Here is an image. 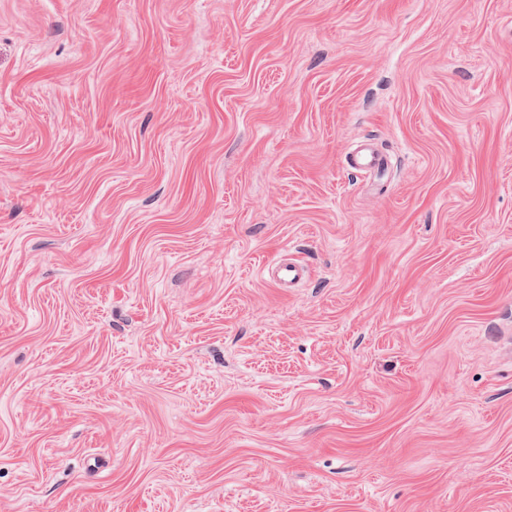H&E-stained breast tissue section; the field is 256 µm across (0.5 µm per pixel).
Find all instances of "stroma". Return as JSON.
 I'll list each match as a JSON object with an SVG mask.
<instances>
[{"mask_svg": "<svg viewBox=\"0 0 512 512\" xmlns=\"http://www.w3.org/2000/svg\"><path fill=\"white\" fill-rule=\"evenodd\" d=\"M0 512H512V0H0ZM275 275L274 282L279 288H290L303 280L305 267L300 262H276L268 269Z\"/></svg>", "mask_w": 512, "mask_h": 512, "instance_id": "stroma-1", "label": "stroma"}]
</instances>
